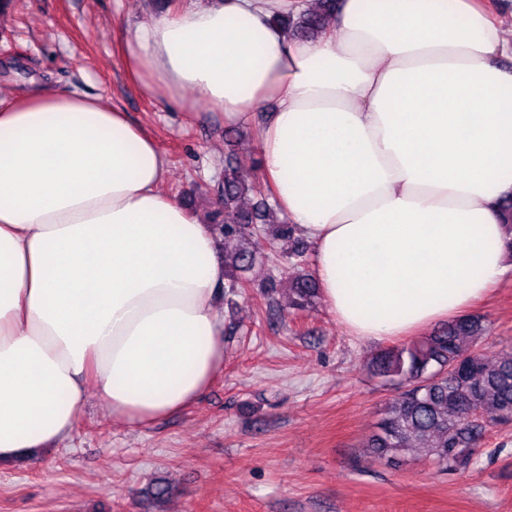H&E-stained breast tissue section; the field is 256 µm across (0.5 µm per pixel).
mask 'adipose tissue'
I'll return each mask as SVG.
<instances>
[{
  "mask_svg": "<svg viewBox=\"0 0 512 512\" xmlns=\"http://www.w3.org/2000/svg\"><path fill=\"white\" fill-rule=\"evenodd\" d=\"M305 7L186 0L125 31L122 62L148 98L190 89L255 126L262 181L351 335L464 315L512 268V30L481 0H342L315 41L273 21ZM167 172L104 97L0 98V463L69 438L87 385L147 427L222 372L220 247Z\"/></svg>",
  "mask_w": 512,
  "mask_h": 512,
  "instance_id": "ef3b65f1",
  "label": "adipose tissue"
}]
</instances>
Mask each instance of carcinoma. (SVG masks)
<instances>
[{"instance_id":"obj_1","label":"carcinoma","mask_w":512,"mask_h":512,"mask_svg":"<svg viewBox=\"0 0 512 512\" xmlns=\"http://www.w3.org/2000/svg\"><path fill=\"white\" fill-rule=\"evenodd\" d=\"M336 8L337 0H312L306 11L277 14L274 22L294 37L316 39ZM255 164L226 156L224 178L215 190L221 208L210 217L218 236L237 243L234 251L224 252V299L230 302L249 287L244 273L258 259L249 247L252 235L280 240L296 233L294 225L278 220L268 189L247 176L246 168ZM290 290L288 313L316 305L319 286L312 272L293 276ZM485 334L479 318L464 317L371 360V375L397 386L365 444L374 460L398 467L408 457L422 456L444 471L461 472L472 464L487 426L512 422V352L488 361L480 346Z\"/></svg>"}]
</instances>
